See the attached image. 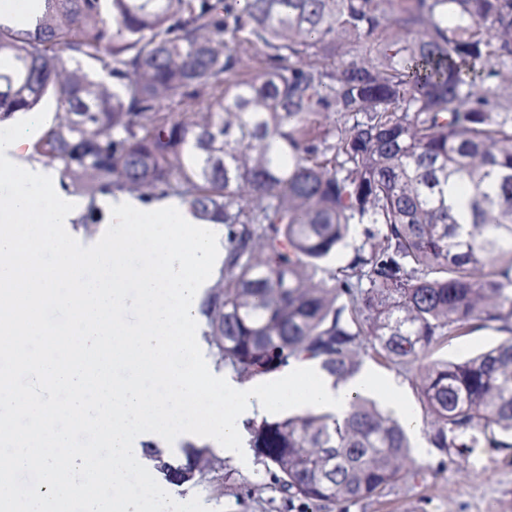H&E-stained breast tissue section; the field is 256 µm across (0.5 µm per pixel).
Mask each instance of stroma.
I'll return each instance as SVG.
<instances>
[{"instance_id": "stroma-1", "label": "stroma", "mask_w": 512, "mask_h": 512, "mask_svg": "<svg viewBox=\"0 0 512 512\" xmlns=\"http://www.w3.org/2000/svg\"><path fill=\"white\" fill-rule=\"evenodd\" d=\"M418 480L385 496L347 502L332 512H512V448H467L454 457L429 447L422 428L410 433ZM214 469L201 482L179 486L181 500L200 497L211 512H311L271 487L262 465H241L213 450Z\"/></svg>"}]
</instances>
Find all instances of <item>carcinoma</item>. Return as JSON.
<instances>
[{"label": "carcinoma", "mask_w": 512, "mask_h": 512, "mask_svg": "<svg viewBox=\"0 0 512 512\" xmlns=\"http://www.w3.org/2000/svg\"><path fill=\"white\" fill-rule=\"evenodd\" d=\"M509 57L512 0H40L0 20V119L50 95L32 153L70 193L224 224L202 314L238 375L313 361L346 382L370 357L413 372L432 447L512 448ZM491 324L498 345L432 359ZM408 429L362 394L246 427L314 512L413 478ZM153 457L174 485L213 470L205 449Z\"/></svg>", "instance_id": "carcinoma-1"}]
</instances>
